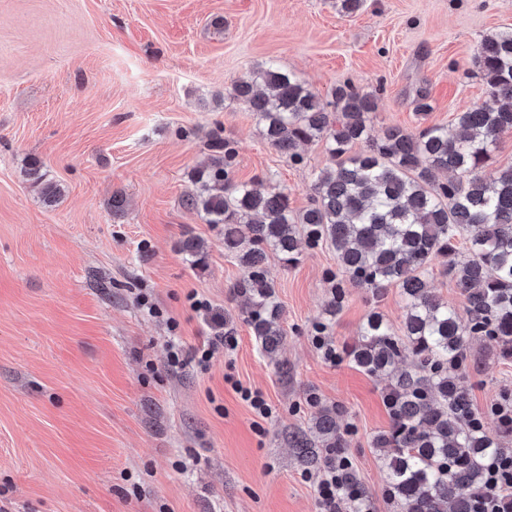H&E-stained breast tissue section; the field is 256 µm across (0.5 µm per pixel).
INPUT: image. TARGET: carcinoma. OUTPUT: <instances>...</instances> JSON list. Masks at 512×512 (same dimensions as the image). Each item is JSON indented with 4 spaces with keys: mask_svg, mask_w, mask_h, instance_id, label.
<instances>
[{
    "mask_svg": "<svg viewBox=\"0 0 512 512\" xmlns=\"http://www.w3.org/2000/svg\"><path fill=\"white\" fill-rule=\"evenodd\" d=\"M475 64L496 108L476 105L455 115L458 133L441 125L411 133L389 126L375 135L376 97L350 84L325 101L292 72L269 62L234 86L254 112L261 135L293 163L302 143L322 142L333 165L315 173L308 208L293 214L288 194L234 181L237 154L212 135L209 161L194 169L186 205L210 224L224 225V252L247 272L235 292L247 297L245 320L266 353L283 343L281 306L275 299L268 254L289 265L307 249L328 245L338 272L328 312L336 313L352 282L380 298L399 289L405 315L400 332L372 312L349 351L373 377L389 379L384 400L391 426L373 437L391 497L401 512H473L485 493L483 464L507 448L473 425V409L459 378L469 342L485 339L512 358V167L487 171L499 136L512 131V29L484 36ZM364 144L359 153L352 152ZM53 201L60 188L28 170ZM205 243L196 237L180 251L197 263ZM468 304L463 320L430 287L435 260ZM419 359L401 371L404 351ZM304 468L342 457L347 447L341 412L324 408L309 432L291 436Z\"/></svg>",
    "mask_w": 512,
    "mask_h": 512,
    "instance_id": "cac0c4a2",
    "label": "carcinoma"
}]
</instances>
